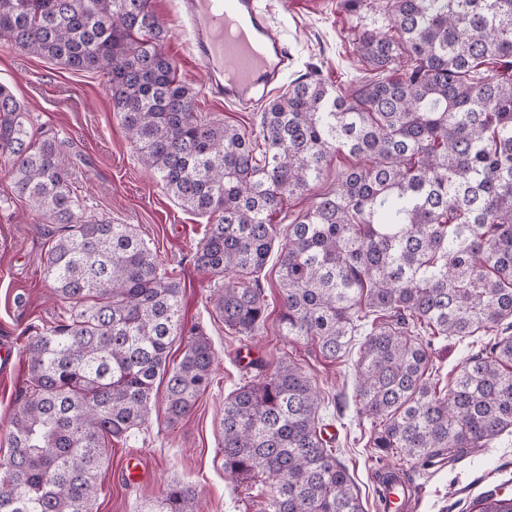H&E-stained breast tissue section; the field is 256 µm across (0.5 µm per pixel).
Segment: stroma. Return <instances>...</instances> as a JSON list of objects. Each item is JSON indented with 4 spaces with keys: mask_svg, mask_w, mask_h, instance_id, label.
<instances>
[{
    "mask_svg": "<svg viewBox=\"0 0 512 512\" xmlns=\"http://www.w3.org/2000/svg\"><path fill=\"white\" fill-rule=\"evenodd\" d=\"M259 2L270 9L276 33L294 54L287 81L313 73L332 87L347 89L366 76L356 51L358 34L366 21L348 0ZM153 9L168 32L161 51L193 88L196 112L257 136L261 105L246 109L228 105L206 88L203 70L183 27L180 0H153ZM0 83L8 85L23 104L30 130L60 142L61 162L88 213L116 224L134 225L179 282L186 327L202 331L216 353L211 383L188 417L168 425L164 407L159 404L142 429L110 443L109 464L100 479L98 512H143L167 482L182 478L201 488L205 512H261L262 485L225 480L221 452L224 399L256 374L255 368L242 367L237 361L243 346L254 348L259 361L271 366L293 360L324 397L323 420L330 446L355 482L365 512H377V476L387 469L404 472L415 485L413 512H479V500L487 491L512 496V433L501 435L486 448L454 459H437L425 467L411 466L395 456L379 459L377 449L370 446L374 430L360 417L355 395L358 349L332 361L311 343L280 332L276 257H269L261 273L268 303L264 333L246 337L225 327L210 301L219 279L192 260L208 229L207 219L183 210L139 163L135 147L112 109L102 74L70 71L0 42ZM355 163V157L348 153L333 154L323 177L289 200L283 213L275 215V223H291L316 197L334 187L339 171ZM52 229L45 216L18 196L11 163L0 158V341L13 351L10 372L0 376L2 457L10 453V421L28 384L26 345L31 329L55 322L64 308L63 302L52 298L44 273ZM482 346L479 339L435 341L430 356L441 384H448L458 365ZM132 454L144 475L139 482L129 484L119 481L117 474Z\"/></svg>",
    "mask_w": 512,
    "mask_h": 512,
    "instance_id": "35a3bbf8",
    "label": "stroma"
}]
</instances>
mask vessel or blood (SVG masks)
<instances>
[{
  "label": "vessel or blood",
  "instance_id": "vessel-or-blood-1",
  "mask_svg": "<svg viewBox=\"0 0 512 512\" xmlns=\"http://www.w3.org/2000/svg\"><path fill=\"white\" fill-rule=\"evenodd\" d=\"M182 8L194 55L214 95L246 108L257 96L277 89L289 51L256 0H182ZM402 485L399 477L383 483L379 512H394Z\"/></svg>",
  "mask_w": 512,
  "mask_h": 512
}]
</instances>
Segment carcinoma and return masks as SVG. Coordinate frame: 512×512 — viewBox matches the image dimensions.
Masks as SVG:
<instances>
[{
    "instance_id": "cac0c4a2",
    "label": "carcinoma",
    "mask_w": 512,
    "mask_h": 512,
    "mask_svg": "<svg viewBox=\"0 0 512 512\" xmlns=\"http://www.w3.org/2000/svg\"><path fill=\"white\" fill-rule=\"evenodd\" d=\"M350 2L387 21L358 37L371 75L347 90L292 82L259 113L255 139L194 112L151 0H0V40L107 78L140 163L213 219L195 261L222 279L211 301L224 326L263 332L259 274L277 249L284 335L336 360L367 328L356 393L373 447L456 457L512 433V0ZM338 151L365 164L280 229L274 216ZM59 155L0 84V157L57 225L44 271L67 304L26 348L0 512H97L107 442L149 422L159 382L168 422L184 419L215 364L209 338L182 323L180 284L132 225L86 214ZM472 336L488 341L438 390L431 342ZM263 370L224 399V474L260 482L263 512H364L308 377L290 360ZM201 498L174 480L149 512H200ZM480 505L512 512V497Z\"/></svg>"
}]
</instances>
